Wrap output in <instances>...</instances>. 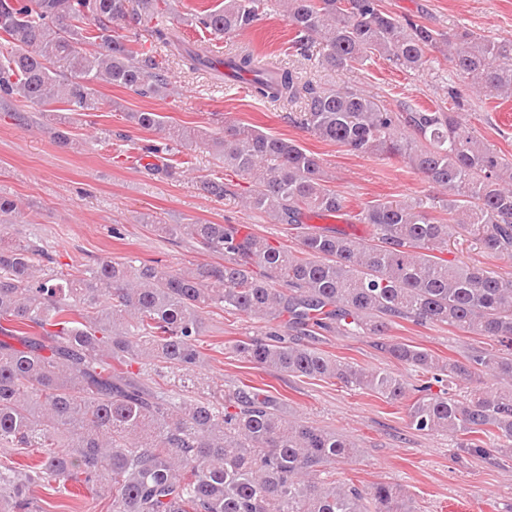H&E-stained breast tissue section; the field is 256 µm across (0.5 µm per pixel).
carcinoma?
<instances>
[{"mask_svg": "<svg viewBox=\"0 0 512 512\" xmlns=\"http://www.w3.org/2000/svg\"><path fill=\"white\" fill-rule=\"evenodd\" d=\"M292 49L316 68L347 71L374 56L405 71L441 52L479 95L512 97V40L467 29L446 33L401 21L380 0H283ZM170 0H0V100L45 108L53 139L73 142L71 112H95L105 82L144 98L179 94L160 55L135 37ZM265 0H222L192 18L215 35L242 32ZM192 71L221 64L252 73L254 94L304 102L289 120L355 155L401 159L448 198L374 200L354 218L359 240L313 217L337 218L345 198L328 184L320 157L252 126L229 125L209 145L247 186L206 177L209 197H237L296 231L300 248L275 247L239 224H159L224 262L185 271L103 256L73 273L46 266L38 246L5 241L15 201L0 196V451L43 448L35 464L0 462V512H36L31 490L73 482L112 495V512H411L399 486L338 483L332 469L358 448L349 437L290 418L280 399L241 383L222 401L187 396L149 379L173 371L185 389L201 367L204 313L266 319L260 337L234 352L251 368L335 379L389 401L407 400L411 429L441 434L472 457L512 456V277L439 257L458 231L480 252L512 259V161L448 109L408 101L389 108L349 86L302 82L288 69L259 74L261 60L225 59L174 45ZM129 118L164 134L141 148L162 179L171 157L199 139L158 112ZM397 319L448 325L488 339L464 360L440 358L389 335ZM368 336L431 380L413 385L287 336ZM448 382L432 391V383Z\"/></svg>", "mask_w": 512, "mask_h": 512, "instance_id": "1", "label": "carcinoma"}]
</instances>
